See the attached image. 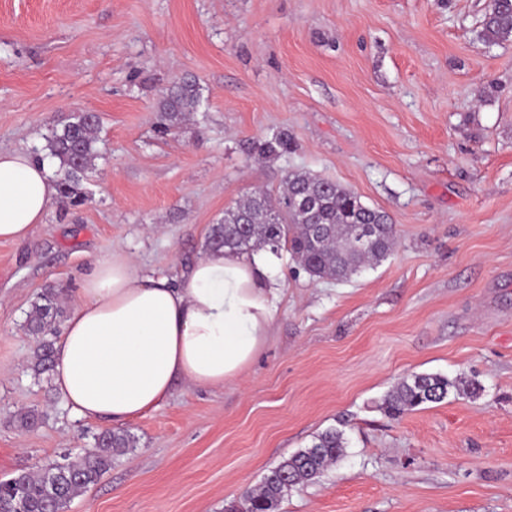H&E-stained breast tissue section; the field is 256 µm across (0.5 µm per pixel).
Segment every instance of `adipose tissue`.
<instances>
[{
    "mask_svg": "<svg viewBox=\"0 0 512 512\" xmlns=\"http://www.w3.org/2000/svg\"><path fill=\"white\" fill-rule=\"evenodd\" d=\"M56 163L0 150V240L26 239L57 194ZM275 259L210 250L172 277H145L121 252L82 280L54 348V385L71 412L124 423L175 383L220 387L267 341L278 313Z\"/></svg>",
    "mask_w": 512,
    "mask_h": 512,
    "instance_id": "adipose-tissue-1",
    "label": "adipose tissue"
}]
</instances>
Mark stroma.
<instances>
[{"instance_id":"obj_1","label":"stroma","mask_w":512,"mask_h":512,"mask_svg":"<svg viewBox=\"0 0 512 512\" xmlns=\"http://www.w3.org/2000/svg\"><path fill=\"white\" fill-rule=\"evenodd\" d=\"M489 0H0V148L100 117L84 204L0 242V481L92 447L30 366L24 322L47 286L72 304L97 259L140 275L203 256L225 207L307 170L388 214L399 243L350 281L277 258L279 313L224 387L176 384L123 423L137 446L68 512H225L269 469L342 429L344 454L278 512H512V41L479 38ZM202 106L164 128L182 78ZM288 132L260 160L249 142ZM415 373L464 377L399 419L379 404ZM42 419L18 426V410Z\"/></svg>"}]
</instances>
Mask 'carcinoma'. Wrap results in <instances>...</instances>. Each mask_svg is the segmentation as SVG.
<instances>
[{"label":"carcinoma","instance_id":"cac0c4a2","mask_svg":"<svg viewBox=\"0 0 512 512\" xmlns=\"http://www.w3.org/2000/svg\"><path fill=\"white\" fill-rule=\"evenodd\" d=\"M480 37L488 46L512 40V0H496L483 20ZM200 105L199 86L184 78L167 90L158 110L168 126L179 127ZM98 142V124L86 112L77 113L45 138L38 154L58 161L55 176L61 201L78 196L81 181L100 157ZM290 146L288 132L282 131L270 139L252 141L248 152L271 159ZM397 241L396 227L385 212L365 205L357 194L336 182L310 172L290 171L281 191L254 192L225 208L224 219L209 228L206 247L238 254L267 249L277 255L285 250L311 277L348 282L388 259ZM65 314L66 307L51 286L31 305L25 329L43 337L32 362L38 375L53 368V343L45 336ZM478 390L474 381L415 374L385 395L380 408L398 419L421 405L439 403L451 393L474 395ZM344 444L343 432L335 427L320 433L310 446L269 470L260 488L245 493L239 508L231 512H269L292 488L321 477L343 454ZM134 448L136 439L131 433L106 431L74 462H48L3 482L7 490L0 492V512H64L74 497L108 472L114 457Z\"/></svg>","mask_w":512,"mask_h":512}]
</instances>
